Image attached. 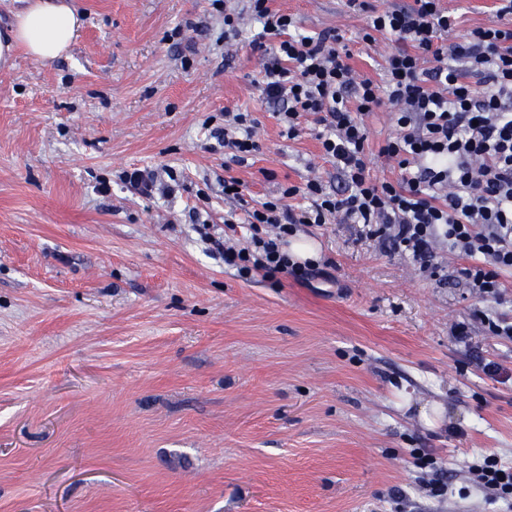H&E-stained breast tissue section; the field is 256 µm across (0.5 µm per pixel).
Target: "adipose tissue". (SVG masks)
Segmentation results:
<instances>
[{"mask_svg": "<svg viewBox=\"0 0 512 512\" xmlns=\"http://www.w3.org/2000/svg\"><path fill=\"white\" fill-rule=\"evenodd\" d=\"M81 27L71 0H21L0 34V70L12 67L20 49L44 63L66 56Z\"/></svg>", "mask_w": 512, "mask_h": 512, "instance_id": "adipose-tissue-1", "label": "adipose tissue"}]
</instances>
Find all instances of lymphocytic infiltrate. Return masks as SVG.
<instances>
[{"instance_id":"1","label":"lymphocytic infiltrate","mask_w":512,"mask_h":512,"mask_svg":"<svg viewBox=\"0 0 512 512\" xmlns=\"http://www.w3.org/2000/svg\"><path fill=\"white\" fill-rule=\"evenodd\" d=\"M224 15V36H237L245 16L259 20L278 45L261 50L255 84L266 100L280 104L288 138L302 117H313L324 158L333 162L342 187L328 192L321 181L281 189L278 197L247 211L248 244L227 247L224 260L241 277L279 273L305 281L313 262L291 261L283 247L300 225L336 219L360 224L386 252L405 256L422 274L448 278L439 246L465 259L459 270L479 299L503 302L512 273V0H499L497 23L457 33L455 16L440 0L383 11L366 0L350 7L370 13L372 31L391 36L381 82L359 77L350 52L334 30L296 33V20L269 0H211ZM393 113L395 131L379 154L400 176L377 180L369 171L367 117L382 105ZM256 121L231 112L222 133L232 160L256 152ZM309 206H292L296 196ZM474 483L491 501L512 512V464L493 453L471 463Z\"/></svg>"}]
</instances>
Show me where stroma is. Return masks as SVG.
<instances>
[{"instance_id":"1","label":"stroma","mask_w":512,"mask_h":512,"mask_svg":"<svg viewBox=\"0 0 512 512\" xmlns=\"http://www.w3.org/2000/svg\"><path fill=\"white\" fill-rule=\"evenodd\" d=\"M74 5L67 56L0 70V512H499L466 466L512 463V341L478 318L512 303L335 221L298 232L330 280L240 278L217 247L225 216L314 177L339 185L313 122L283 135L252 82L253 40L276 37L248 18L225 40L210 0ZM270 6L338 31L350 66L381 79L392 42L362 41L367 12ZM228 110L258 121L241 163L212 136ZM369 125L371 173L395 178L387 110ZM134 168L172 172L174 193L131 194ZM230 177L243 200L225 198Z\"/></svg>"}]
</instances>
